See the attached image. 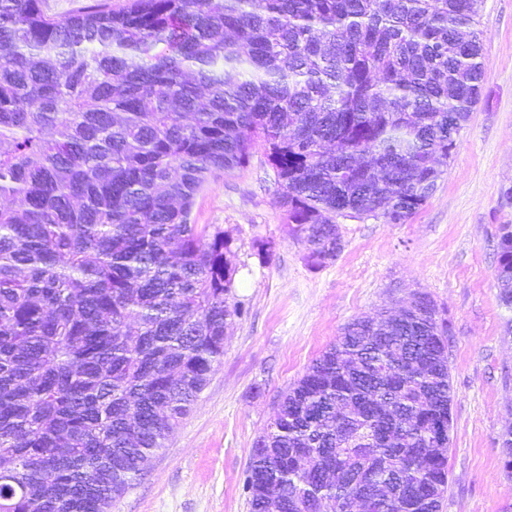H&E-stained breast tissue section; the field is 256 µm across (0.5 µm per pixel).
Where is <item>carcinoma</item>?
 Returning <instances> with one entry per match:
<instances>
[{
  "label": "carcinoma",
  "instance_id": "1",
  "mask_svg": "<svg viewBox=\"0 0 512 512\" xmlns=\"http://www.w3.org/2000/svg\"><path fill=\"white\" fill-rule=\"evenodd\" d=\"M482 0H0V512H109L191 411L226 328L208 178L266 151L314 265L340 209L402 224L479 102ZM512 310V225L497 241ZM448 318L361 317L283 390L250 512H442ZM431 448L434 460L422 461Z\"/></svg>",
  "mask_w": 512,
  "mask_h": 512
}]
</instances>
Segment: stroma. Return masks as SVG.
Wrapping results in <instances>:
<instances>
[{
	"label": "stroma",
	"mask_w": 512,
	"mask_h": 512,
	"mask_svg": "<svg viewBox=\"0 0 512 512\" xmlns=\"http://www.w3.org/2000/svg\"><path fill=\"white\" fill-rule=\"evenodd\" d=\"M481 98L434 194L410 219L338 218L342 251L308 262L262 150L209 178L190 221L228 242L241 318L191 412L110 512H250L244 480L279 394L351 319L428 294L450 322L453 388L443 512H512L500 437L512 424V311L496 279L512 224V0H484Z\"/></svg>",
	"instance_id": "stroma-1"
}]
</instances>
